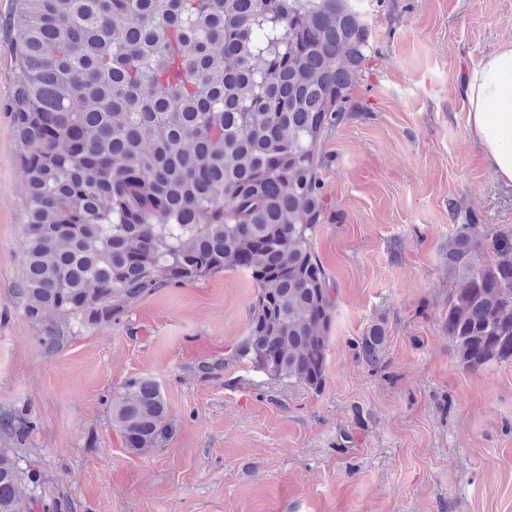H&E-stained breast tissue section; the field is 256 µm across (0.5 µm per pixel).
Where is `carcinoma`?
Masks as SVG:
<instances>
[{
    "label": "carcinoma",
    "instance_id": "cac0c4a2",
    "mask_svg": "<svg viewBox=\"0 0 512 512\" xmlns=\"http://www.w3.org/2000/svg\"><path fill=\"white\" fill-rule=\"evenodd\" d=\"M10 114L25 176L17 294L53 350L112 324L154 288L240 271L255 286L236 358L318 391L334 299L315 249L321 143L368 69L353 0H22ZM448 240L456 285L443 332L468 370L512 363V243L480 259ZM385 332L358 343L372 367ZM112 428L132 455L168 442L159 383L127 379ZM31 422L0 414V512H35Z\"/></svg>",
    "mask_w": 512,
    "mask_h": 512
}]
</instances>
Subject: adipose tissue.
I'll return each instance as SVG.
<instances>
[{
	"mask_svg": "<svg viewBox=\"0 0 512 512\" xmlns=\"http://www.w3.org/2000/svg\"><path fill=\"white\" fill-rule=\"evenodd\" d=\"M468 133L497 178L512 183V43L498 46L471 69L460 91Z\"/></svg>",
	"mask_w": 512,
	"mask_h": 512,
	"instance_id": "adipose-tissue-1",
	"label": "adipose tissue"
}]
</instances>
